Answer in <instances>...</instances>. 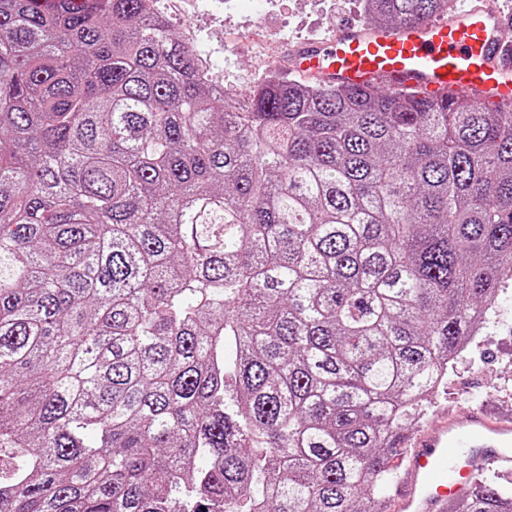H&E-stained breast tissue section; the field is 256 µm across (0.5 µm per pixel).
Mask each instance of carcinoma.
<instances>
[{
    "label": "carcinoma",
    "mask_w": 512,
    "mask_h": 512,
    "mask_svg": "<svg viewBox=\"0 0 512 512\" xmlns=\"http://www.w3.org/2000/svg\"><path fill=\"white\" fill-rule=\"evenodd\" d=\"M33 2L0 0V512H383L512 286V104L275 73L240 99L147 0Z\"/></svg>",
    "instance_id": "carcinoma-1"
}]
</instances>
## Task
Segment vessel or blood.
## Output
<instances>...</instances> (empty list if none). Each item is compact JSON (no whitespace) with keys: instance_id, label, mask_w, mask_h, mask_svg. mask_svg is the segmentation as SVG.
Masks as SVG:
<instances>
[{"instance_id":"vessel-or-blood-1","label":"vessel or blood","mask_w":512,"mask_h":512,"mask_svg":"<svg viewBox=\"0 0 512 512\" xmlns=\"http://www.w3.org/2000/svg\"><path fill=\"white\" fill-rule=\"evenodd\" d=\"M501 11L460 5L445 18L393 29L339 25L327 39L295 49L296 67L336 84L385 81L432 97L476 95L496 109L512 101V42ZM402 475L397 512H447L480 472L512 469V412L491 413L485 403L439 419L397 442L392 459Z\"/></svg>"}]
</instances>
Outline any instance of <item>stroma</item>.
I'll use <instances>...</instances> for the list:
<instances>
[{
  "label": "stroma",
  "instance_id": "stroma-1",
  "mask_svg": "<svg viewBox=\"0 0 512 512\" xmlns=\"http://www.w3.org/2000/svg\"><path fill=\"white\" fill-rule=\"evenodd\" d=\"M163 14L197 46L207 76L241 98L273 61L283 62L282 77L296 78V46L327 38L343 23H366L360 0H235L226 8L210 0H173ZM474 396L512 410V289L499 296L495 317L482 325L469 357L457 361L411 432L427 430L447 411L466 409Z\"/></svg>",
  "mask_w": 512,
  "mask_h": 512
}]
</instances>
